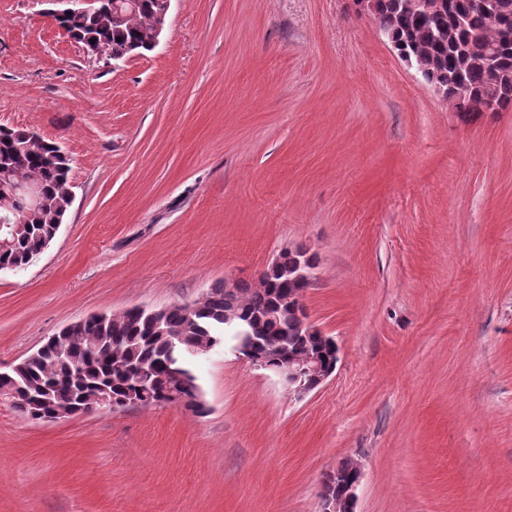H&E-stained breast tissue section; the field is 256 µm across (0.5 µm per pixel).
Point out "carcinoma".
I'll list each match as a JSON object with an SVG mask.
<instances>
[{
	"mask_svg": "<svg viewBox=\"0 0 512 512\" xmlns=\"http://www.w3.org/2000/svg\"><path fill=\"white\" fill-rule=\"evenodd\" d=\"M159 6L160 0H140L136 12L116 23L110 14L100 18L77 15L66 20V30L81 39L103 42L116 54L133 50L144 55L151 51ZM376 13L382 30L401 40L410 55L426 62V82L489 97L496 112L512 110V37L502 34L500 22L487 15L477 0H447L446 8L428 15L412 0H377ZM477 35L496 48V69H486L480 51L473 49ZM0 156L9 160L13 180L37 176L45 198L42 210L17 212L18 231L8 247L0 248V269L21 271L37 257L53 233L57 216L69 207L70 160L57 155L53 143L36 132L9 128H0ZM298 259L296 251L286 249L256 288L240 285L237 294L226 295L219 285L191 309L184 304L163 308L160 327L150 317L129 311L71 323L21 366L0 372V388H16L19 401L13 409L27 417L44 400L55 410L69 412L106 389L119 398V410L158 407L174 385L167 370L169 344L179 341L185 349L206 343L221 345L228 339L224 311L229 309L249 320L258 356H267L274 343L283 346L285 356L310 352L326 363L334 362L336 341L306 333L296 310L287 303L291 291L307 288L305 283L290 284L282 277ZM182 368L186 394L201 397L193 364L185 362Z\"/></svg>",
	"mask_w": 512,
	"mask_h": 512,
	"instance_id": "obj_1",
	"label": "carcinoma"
}]
</instances>
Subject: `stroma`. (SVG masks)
<instances>
[{
  "instance_id": "1",
  "label": "stroma",
  "mask_w": 512,
  "mask_h": 512,
  "mask_svg": "<svg viewBox=\"0 0 512 512\" xmlns=\"http://www.w3.org/2000/svg\"><path fill=\"white\" fill-rule=\"evenodd\" d=\"M0 125L58 143L75 193L0 272V371L298 247L340 349L301 399L218 351L202 414L0 403V512H321L346 461L354 512H512V112L451 110L353 0H172L158 47L115 67L0 0Z\"/></svg>"
}]
</instances>
